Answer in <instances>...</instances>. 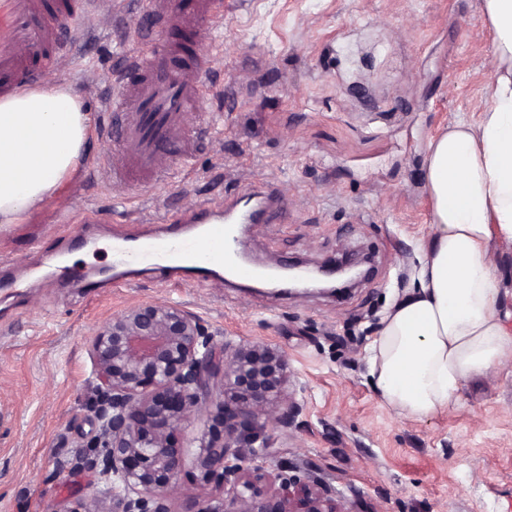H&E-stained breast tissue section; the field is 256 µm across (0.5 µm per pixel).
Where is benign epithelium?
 <instances>
[{
    "label": "benign epithelium",
    "instance_id": "benign-epithelium-1",
    "mask_svg": "<svg viewBox=\"0 0 512 512\" xmlns=\"http://www.w3.org/2000/svg\"><path fill=\"white\" fill-rule=\"evenodd\" d=\"M361 264L291 266L288 284L308 288L335 276L353 282ZM92 356L98 428L74 469L112 497L113 512H170V492L183 475L218 492L192 512H351L331 483L286 465L274 474L258 465L270 425L286 429L296 416L288 361L277 348L218 346L196 314L147 301L104 323ZM214 390L218 399H208ZM195 419L203 429L190 456L176 432Z\"/></svg>",
    "mask_w": 512,
    "mask_h": 512
}]
</instances>
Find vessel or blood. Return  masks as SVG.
<instances>
[{"label": "vessel or blood", "instance_id": "obj_1", "mask_svg": "<svg viewBox=\"0 0 512 512\" xmlns=\"http://www.w3.org/2000/svg\"><path fill=\"white\" fill-rule=\"evenodd\" d=\"M101 0H0V98L42 82L60 62L80 53L79 31ZM122 29L136 43L152 30L167 35L156 48L127 56L112 73V95L102 106V137L112 155L101 175L133 188L183 171L193 154V116L203 107L207 59L202 31L223 23L240 0H124ZM280 202L259 186L181 220L170 215L155 233L113 241L119 279L150 264L169 279L225 275L252 282L263 272L241 252L240 228L271 223Z\"/></svg>", "mask_w": 512, "mask_h": 512}]
</instances>
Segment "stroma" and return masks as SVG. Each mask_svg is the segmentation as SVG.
Here are the masks:
<instances>
[{
    "label": "stroma",
    "mask_w": 512,
    "mask_h": 512,
    "mask_svg": "<svg viewBox=\"0 0 512 512\" xmlns=\"http://www.w3.org/2000/svg\"><path fill=\"white\" fill-rule=\"evenodd\" d=\"M64 80L93 121L113 69L138 51L91 23ZM208 129L175 181L124 192L99 182L98 134L59 196L0 226V512H72L90 474L70 461L94 432L91 343L113 316L144 302L183 305L216 343L265 342L288 360L300 412L274 431L265 467L302 468L354 512H512V356L463 381L458 401L428 419L398 414L369 376L366 348L413 285L419 240L432 230L423 164L428 141L487 100L492 36L480 0H249L209 30ZM265 182L282 209L249 225L258 264L372 258L348 295L289 298L215 278L172 285L147 268L103 296L70 271L112 276L124 220L193 213ZM117 213V224H63L61 213Z\"/></svg>",
    "instance_id": "1"
}]
</instances>
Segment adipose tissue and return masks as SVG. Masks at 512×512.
Masks as SVG:
<instances>
[{
    "label": "adipose tissue",
    "instance_id": "obj_1",
    "mask_svg": "<svg viewBox=\"0 0 512 512\" xmlns=\"http://www.w3.org/2000/svg\"><path fill=\"white\" fill-rule=\"evenodd\" d=\"M493 38L490 103L426 148L432 235L421 242L417 286L398 301L369 348L383 400L425 419L455 403L463 380L512 355L497 314L501 278L492 237L512 240V0H481ZM91 117L65 82L0 98V224L18 223L75 172Z\"/></svg>",
    "mask_w": 512,
    "mask_h": 512
}]
</instances>
